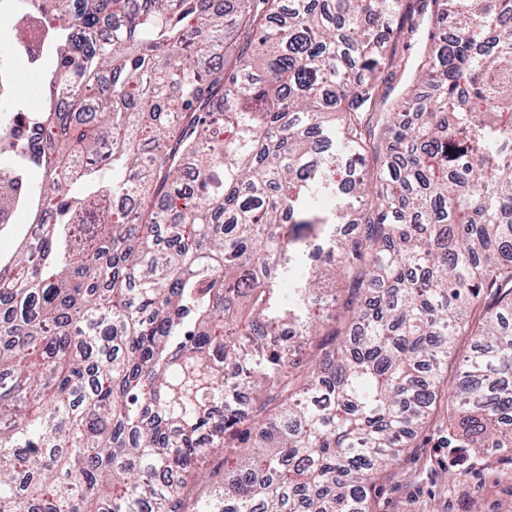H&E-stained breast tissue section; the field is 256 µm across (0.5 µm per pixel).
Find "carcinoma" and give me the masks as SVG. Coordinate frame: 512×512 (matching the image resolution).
Returning a JSON list of instances; mask_svg holds the SVG:
<instances>
[{"label": "carcinoma", "instance_id": "carcinoma-1", "mask_svg": "<svg viewBox=\"0 0 512 512\" xmlns=\"http://www.w3.org/2000/svg\"><path fill=\"white\" fill-rule=\"evenodd\" d=\"M7 2L47 44L41 112L0 53V512H372L448 393L512 452V0ZM30 220V215L21 213L18 216V224H13L12 227L0 234V254H11L19 245L20 235L28 227L26 224Z\"/></svg>", "mask_w": 512, "mask_h": 512}]
</instances>
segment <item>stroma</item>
I'll list each match as a JSON object with an SVG mask.
<instances>
[{
	"label": "stroma",
	"mask_w": 512,
	"mask_h": 512,
	"mask_svg": "<svg viewBox=\"0 0 512 512\" xmlns=\"http://www.w3.org/2000/svg\"><path fill=\"white\" fill-rule=\"evenodd\" d=\"M447 440L448 414L439 411L432 426L377 481L374 512H503L512 502V483H493L490 474L511 471L512 457L476 448L461 470Z\"/></svg>",
	"instance_id": "1"
}]
</instances>
